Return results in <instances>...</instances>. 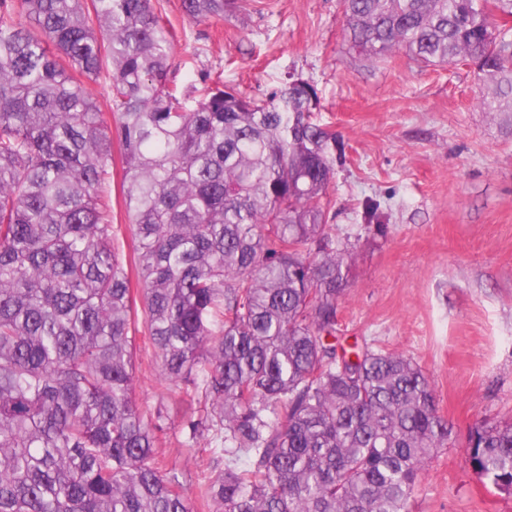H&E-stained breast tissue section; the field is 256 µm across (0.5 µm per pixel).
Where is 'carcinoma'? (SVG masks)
I'll list each match as a JSON object with an SVG mask.
<instances>
[{
    "label": "carcinoma",
    "mask_w": 512,
    "mask_h": 512,
    "mask_svg": "<svg viewBox=\"0 0 512 512\" xmlns=\"http://www.w3.org/2000/svg\"><path fill=\"white\" fill-rule=\"evenodd\" d=\"M231 0H182L192 22ZM351 48L474 65L512 112V0H343ZM152 0H0V512H195L136 397L139 325L158 381L200 404L186 454L223 512H409L448 446L410 357L336 345L345 252L328 224L336 134L307 82L259 104L169 85ZM112 112L84 80L105 67ZM134 243L115 245L112 148ZM472 470L512 494V422L471 428Z\"/></svg>",
    "instance_id": "cac0c4a2"
}]
</instances>
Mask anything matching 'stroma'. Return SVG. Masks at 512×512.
Segmentation results:
<instances>
[{
  "mask_svg": "<svg viewBox=\"0 0 512 512\" xmlns=\"http://www.w3.org/2000/svg\"><path fill=\"white\" fill-rule=\"evenodd\" d=\"M175 33L169 79L218 80L269 101L293 77L317 91L318 121L335 132L331 235L346 248L339 341L404 353L425 371L454 441L426 464L410 512H512L466 462L476 420H512V129L477 105L474 66H427L404 53L370 62L345 38L341 0H235L195 23L181 0H154ZM137 399L163 410L157 455L198 493L182 446L183 390L160 385L145 339Z\"/></svg>",
  "mask_w": 512,
  "mask_h": 512,
  "instance_id": "35a3bbf8",
  "label": "stroma"
}]
</instances>
